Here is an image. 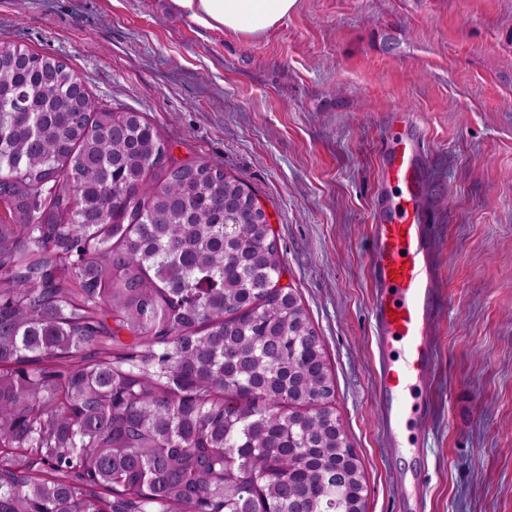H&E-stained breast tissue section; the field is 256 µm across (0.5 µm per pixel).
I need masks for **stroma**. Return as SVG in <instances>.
Instances as JSON below:
<instances>
[{
    "label": "stroma",
    "mask_w": 512,
    "mask_h": 512,
    "mask_svg": "<svg viewBox=\"0 0 512 512\" xmlns=\"http://www.w3.org/2000/svg\"><path fill=\"white\" fill-rule=\"evenodd\" d=\"M0 40L66 60L176 158L250 186L325 345L367 512H512V0H298L257 38L168 0H0ZM405 112L425 138L441 303L429 434L408 455L380 427L368 273Z\"/></svg>",
    "instance_id": "obj_1"
}]
</instances>
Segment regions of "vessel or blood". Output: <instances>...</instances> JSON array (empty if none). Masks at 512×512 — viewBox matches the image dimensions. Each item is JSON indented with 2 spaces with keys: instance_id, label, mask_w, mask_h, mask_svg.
<instances>
[{
  "instance_id": "1",
  "label": "vessel or blood",
  "mask_w": 512,
  "mask_h": 512,
  "mask_svg": "<svg viewBox=\"0 0 512 512\" xmlns=\"http://www.w3.org/2000/svg\"><path fill=\"white\" fill-rule=\"evenodd\" d=\"M425 157V143L416 134L386 151L383 166L396 192L379 190L371 234L376 399L392 438L406 418L404 384L430 380L435 367L430 334L440 307L431 265L433 226L421 204Z\"/></svg>"
}]
</instances>
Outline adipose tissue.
<instances>
[{
  "label": "adipose tissue",
  "instance_id": "1",
  "mask_svg": "<svg viewBox=\"0 0 512 512\" xmlns=\"http://www.w3.org/2000/svg\"><path fill=\"white\" fill-rule=\"evenodd\" d=\"M297 0H170L197 25L249 36L264 34L293 10Z\"/></svg>",
  "mask_w": 512,
  "mask_h": 512
}]
</instances>
